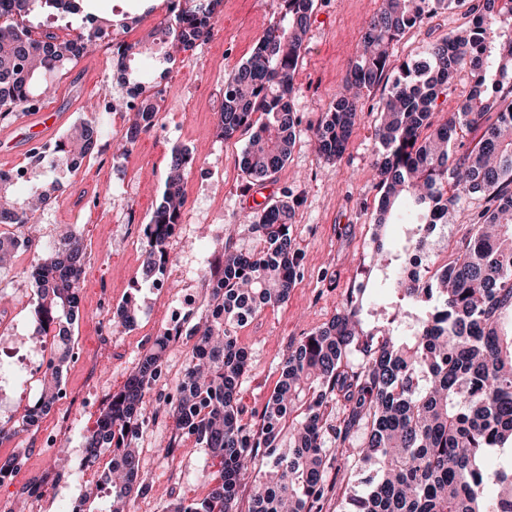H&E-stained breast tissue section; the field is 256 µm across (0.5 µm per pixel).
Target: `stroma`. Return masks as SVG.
Masks as SVG:
<instances>
[{
  "label": "stroma",
  "instance_id": "1",
  "mask_svg": "<svg viewBox=\"0 0 512 512\" xmlns=\"http://www.w3.org/2000/svg\"><path fill=\"white\" fill-rule=\"evenodd\" d=\"M380 0H316L302 60L295 75L298 88L293 109L299 116L296 145L276 179L267 182L268 197L296 200L292 234L303 254L301 275L287 301L265 310L238 328L239 343L249 354V370L242 382L243 401L261 404L276 386L289 347L333 317L342 308L350 288L363 281L361 271L373 250V224L379 192L371 165L377 147L373 137L381 98L373 92L365 101L344 157L325 164L316 154L313 132L328 103L339 89L359 41L361 24ZM279 0H221L217 29L208 40L180 51L170 66L167 91L160 103L157 125L119 156L125 114L108 117L99 150L80 169L69 172L49 166H31L27 152H0V169L27 168L28 179L16 185L17 195L57 178L64 189L37 210L32 221L36 248H46L70 224L83 235L87 261L81 283L80 316L72 328L78 357L63 370V383L80 401L69 412V429L55 417L44 416L39 428L0 447V457L16 454L23 463L0 484V512H107L110 500L96 482L83 479V438L106 407L113 392L124 384L139 356L163 333L174 311L184 326L204 317L210 300L205 282L220 259L225 242L252 249L255 241L242 224L253 211L251 191L238 158L247 135L224 139L217 120L224 101V80L251 55L264 30L274 21ZM465 7L439 11L429 23L407 32L394 49L395 61L421 53L429 38L447 34L466 23ZM111 43H101L81 57L70 75L57 79L46 102L64 112L59 135L88 118L90 103L105 93L122 95L112 66ZM193 152L210 173L205 182L186 175L182 241L171 243L174 261L166 287L144 279L143 230L158 204L172 147ZM0 234L16 239L10 266L0 269V338L13 340L23 351L36 354L41 344L34 336V290L22 272L35 248L26 246L28 230L0 224ZM138 296L143 313L134 328L113 325L112 305ZM110 342V365L100 363L99 346ZM59 436V449L42 445L44 434ZM148 440L140 441L142 473L148 494L132 495L128 512H161L169 498L187 500L208 491L210 459L194 438L183 437L170 448L174 435L171 417L152 420ZM43 482L41 497H27V485Z\"/></svg>",
  "mask_w": 512,
  "mask_h": 512
}]
</instances>
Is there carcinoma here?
Listing matches in <instances>:
<instances>
[{"label":"carcinoma","mask_w":512,"mask_h":512,"mask_svg":"<svg viewBox=\"0 0 512 512\" xmlns=\"http://www.w3.org/2000/svg\"><path fill=\"white\" fill-rule=\"evenodd\" d=\"M84 0H0V112H27L46 86L66 75L95 49L111 27L138 24L151 9L123 15L61 37L38 32L28 17L53 8L78 14ZM177 28L156 26L140 47L118 46L115 67L128 97L92 107L64 141L33 150L35 166L77 170L105 134L104 114L132 113L124 133L130 150L159 120L158 95L174 53L212 37L220 0H172ZM464 0H382L362 27L344 89L329 102L314 131L320 159H342L366 96L383 84L374 136L381 147L373 163L380 196L375 247L366 281L349 290L328 322L288 351L278 383L261 408L241 398L248 353L238 342L245 321L288 299L301 256L292 237L294 207L283 200L245 215L258 246H224V263L210 289L211 316L194 325L192 359L173 398L154 410L145 396L160 378L172 336L162 333L140 357L123 387L112 394L95 427L84 437V467H95L112 449V512H126L129 497L146 494L136 435L148 419L167 412L175 432L171 454L187 435L206 448L218 469L200 499H174L164 512H240L241 492L251 485L247 512H324L334 472L350 486L336 512H512V465L494 466L512 452V0H469L473 22L431 41L418 56L393 64L394 43L440 9ZM314 0H280L275 20L252 54L224 82L218 129L228 140L250 138L238 158L252 184L274 179L296 144L294 75ZM150 56L152 70L135 71V54ZM474 78L468 96L447 119L433 111L454 79ZM427 135H422L423 131ZM472 135L465 148L460 139ZM189 150L176 146L160 202L144 228L143 273L160 281L169 268L168 229L183 214ZM53 179L26 196L0 178V224L31 221L33 201L61 192ZM487 205L462 225L454 257L437 269L407 276L412 257H430L431 238L464 210L468 198ZM400 216L394 245L379 232ZM86 251L76 229L54 241L26 270L35 289L36 335L52 337L44 383L20 419L0 424V441L37 426L53 408L62 372L76 357L69 325L80 311L79 283ZM377 298L366 303L368 285ZM141 305L125 299L115 324L134 327ZM367 468L365 488L353 475Z\"/></svg>","instance_id":"1"}]
</instances>
